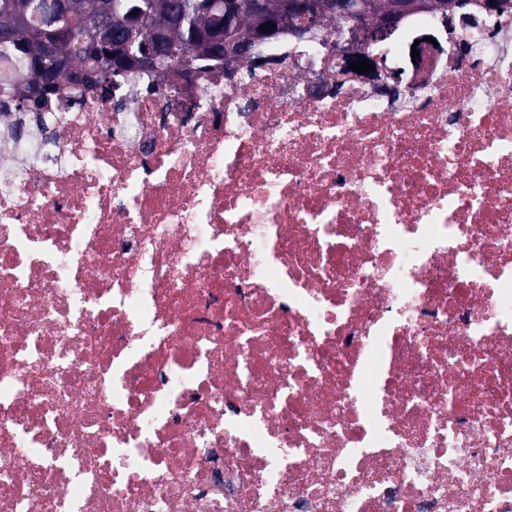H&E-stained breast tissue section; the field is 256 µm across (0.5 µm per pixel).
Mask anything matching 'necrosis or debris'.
Segmentation results:
<instances>
[{
  "mask_svg": "<svg viewBox=\"0 0 512 512\" xmlns=\"http://www.w3.org/2000/svg\"><path fill=\"white\" fill-rule=\"evenodd\" d=\"M342 29L0 90V512H512V7Z\"/></svg>",
  "mask_w": 512,
  "mask_h": 512,
  "instance_id": "obj_1",
  "label": "necrosis or debris"
}]
</instances>
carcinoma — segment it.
I'll return each instance as SVG.
<instances>
[{
    "instance_id": "obj_1",
    "label": "carcinoma",
    "mask_w": 512,
    "mask_h": 512,
    "mask_svg": "<svg viewBox=\"0 0 512 512\" xmlns=\"http://www.w3.org/2000/svg\"><path fill=\"white\" fill-rule=\"evenodd\" d=\"M64 6L56 22H43L42 0H0V16L27 14L0 34V85L9 74L11 90L20 104H26L34 87L43 97L70 82L69 65L78 59L83 72L96 78L88 83L97 87L100 80L113 84L118 75L133 69L124 64L127 56L118 46L126 44L131 53L141 54L159 43L171 44L179 63L195 67L204 62H224V37L239 41L265 40L290 33V28L303 21L301 16H285L279 11V0H266L265 13L257 15L253 0H239L233 27L226 26L224 13L205 10L200 0H63ZM311 20L322 25L330 17L343 20V15L328 8L325 0H314ZM365 24L376 26L388 18L393 0H371ZM143 14L146 24L140 28L125 27L131 13ZM273 29L261 31L265 24ZM54 30L67 31L68 38L56 39Z\"/></svg>"
}]
</instances>
